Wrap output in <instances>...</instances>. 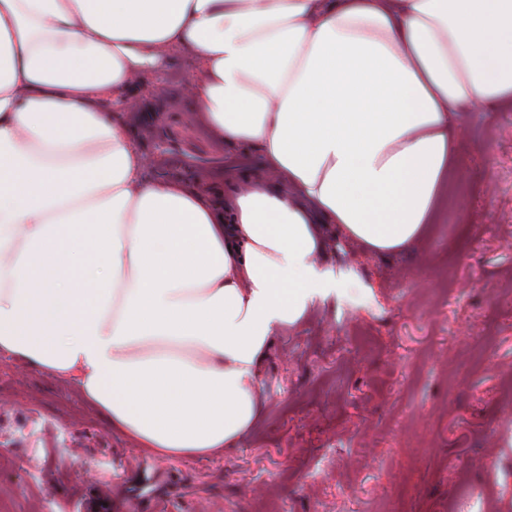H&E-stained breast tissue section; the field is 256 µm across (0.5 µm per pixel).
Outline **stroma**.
I'll return each instance as SVG.
<instances>
[{
    "label": "stroma",
    "instance_id": "1",
    "mask_svg": "<svg viewBox=\"0 0 512 512\" xmlns=\"http://www.w3.org/2000/svg\"><path fill=\"white\" fill-rule=\"evenodd\" d=\"M191 52L135 79L151 181L263 166L184 116ZM465 164L427 234L377 255L325 231L344 283L276 337L261 412L204 460L141 453L68 379L0 354V492L17 512H512V110L462 112Z\"/></svg>",
    "mask_w": 512,
    "mask_h": 512
}]
</instances>
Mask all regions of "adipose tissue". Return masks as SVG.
<instances>
[{"label": "adipose tissue", "mask_w": 512, "mask_h": 512, "mask_svg": "<svg viewBox=\"0 0 512 512\" xmlns=\"http://www.w3.org/2000/svg\"><path fill=\"white\" fill-rule=\"evenodd\" d=\"M170 47L202 63L190 122L277 182L143 179L112 102ZM479 105L512 107V0H0V352L141 451L222 454L275 337L336 291L322 224L418 239Z\"/></svg>", "instance_id": "1"}]
</instances>
